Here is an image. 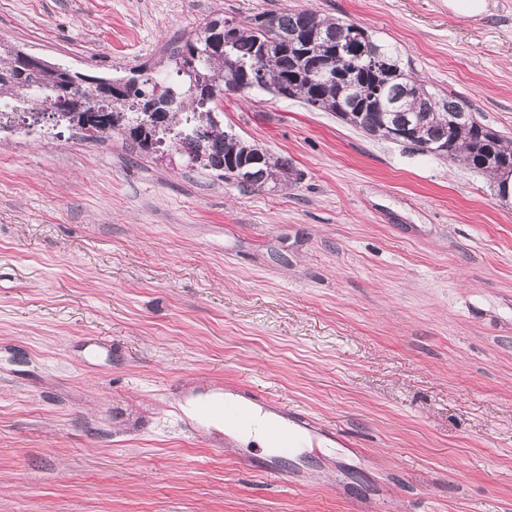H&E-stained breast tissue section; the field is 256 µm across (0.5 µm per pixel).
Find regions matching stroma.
Segmentation results:
<instances>
[{
    "instance_id": "stroma-1",
    "label": "stroma",
    "mask_w": 512,
    "mask_h": 512,
    "mask_svg": "<svg viewBox=\"0 0 512 512\" xmlns=\"http://www.w3.org/2000/svg\"><path fill=\"white\" fill-rule=\"evenodd\" d=\"M486 2L0 0V39L128 78L205 21L311 8L512 141V0ZM218 109L295 181L0 133V512H512V204L293 99ZM238 388L341 438L262 474L183 411Z\"/></svg>"
}]
</instances>
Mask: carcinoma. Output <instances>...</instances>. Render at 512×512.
<instances>
[{"mask_svg":"<svg viewBox=\"0 0 512 512\" xmlns=\"http://www.w3.org/2000/svg\"><path fill=\"white\" fill-rule=\"evenodd\" d=\"M355 23L326 18L309 9L258 13L244 24L212 19L189 35L167 57L163 69L146 66V76L107 90L95 80L73 74L76 84L68 112L57 110V88L65 82L61 67L30 69L19 50L0 39V130L51 122L54 127L80 126L86 138L121 132L145 153L170 145L204 169L222 172L224 181L260 191L293 175L286 158L234 168L260 150L224 130L218 103L232 91V81L257 87L308 106L333 112L365 134L382 138L398 125H410L420 151L463 163L494 178L512 177V142L486 129L454 96L441 98L406 71L396 51L367 36L368 45L390 57L386 70L359 66L355 84L315 77L336 64V48ZM180 80L169 83L163 71Z\"/></svg>","mask_w":512,"mask_h":512,"instance_id":"carcinoma-1","label":"carcinoma"}]
</instances>
